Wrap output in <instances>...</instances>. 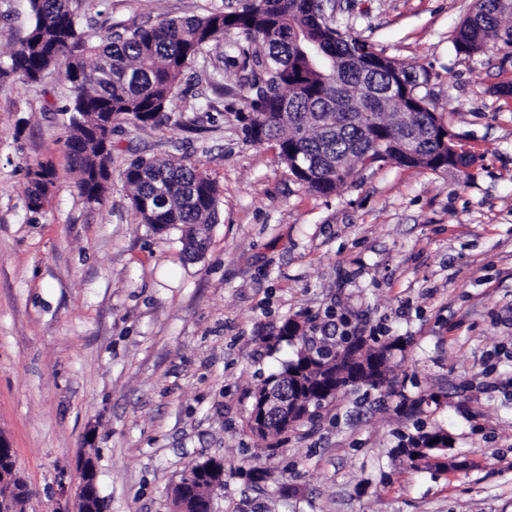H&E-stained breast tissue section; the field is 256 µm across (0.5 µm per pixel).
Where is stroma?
I'll use <instances>...</instances> for the list:
<instances>
[{"label":"stroma","instance_id":"stroma-1","mask_svg":"<svg viewBox=\"0 0 512 512\" xmlns=\"http://www.w3.org/2000/svg\"><path fill=\"white\" fill-rule=\"evenodd\" d=\"M476 0H340L334 20L417 73L419 92L477 161L470 175L385 161L310 192L245 132L247 72L207 47L169 122L113 127L101 203L76 189L64 68L11 73L29 0H0V436L30 494L23 512H77L94 457L108 512H179L191 464L224 461L215 512H512V47L456 54ZM96 42L132 25L229 12L238 0H74ZM139 157L194 164L219 193L203 255L185 228L140 222L122 174ZM56 175L39 212L29 166ZM333 306L400 337L394 386L436 394L421 418L379 393L337 399L313 432L250 433L254 389L290 360L267 349L286 318ZM448 434V465L396 459L417 423ZM261 479L246 477L247 469Z\"/></svg>","mask_w":512,"mask_h":512}]
</instances>
